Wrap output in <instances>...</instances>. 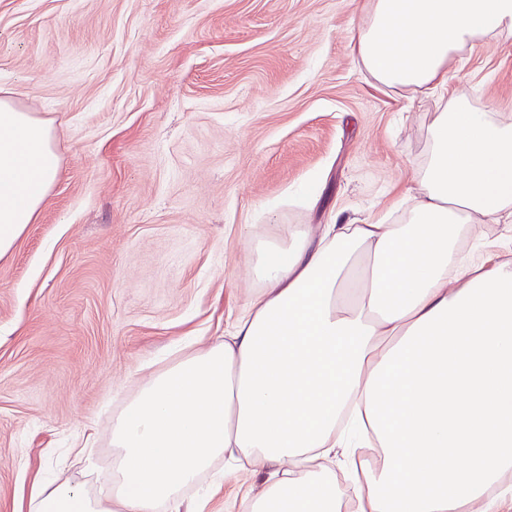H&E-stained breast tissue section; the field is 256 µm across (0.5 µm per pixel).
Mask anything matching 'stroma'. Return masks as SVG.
I'll use <instances>...</instances> for the list:
<instances>
[{
  "label": "stroma",
  "instance_id": "35a3bbf8",
  "mask_svg": "<svg viewBox=\"0 0 512 512\" xmlns=\"http://www.w3.org/2000/svg\"><path fill=\"white\" fill-rule=\"evenodd\" d=\"M357 2L0 0V89L60 160L0 260V512L74 441L71 473L110 468L113 411L261 292L259 241L406 192L438 102L354 63ZM456 78L512 118V39ZM244 478L219 462L184 495L225 512Z\"/></svg>",
  "mask_w": 512,
  "mask_h": 512
}]
</instances>
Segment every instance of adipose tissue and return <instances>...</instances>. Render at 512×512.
<instances>
[{
	"label": "adipose tissue",
	"instance_id": "ef3b65f1",
	"mask_svg": "<svg viewBox=\"0 0 512 512\" xmlns=\"http://www.w3.org/2000/svg\"><path fill=\"white\" fill-rule=\"evenodd\" d=\"M352 54L379 83L445 101L397 223L290 225L248 258L263 284L232 331L156 371L112 417L111 499L73 476L24 512H201L184 487L224 454L266 469L227 512H512V264L482 220H512V122L473 105L455 63L512 38V0H360ZM52 129L0 98V259L59 174ZM468 237L480 258L462 259ZM378 468L357 477V448Z\"/></svg>",
	"mask_w": 512,
	"mask_h": 512
}]
</instances>
